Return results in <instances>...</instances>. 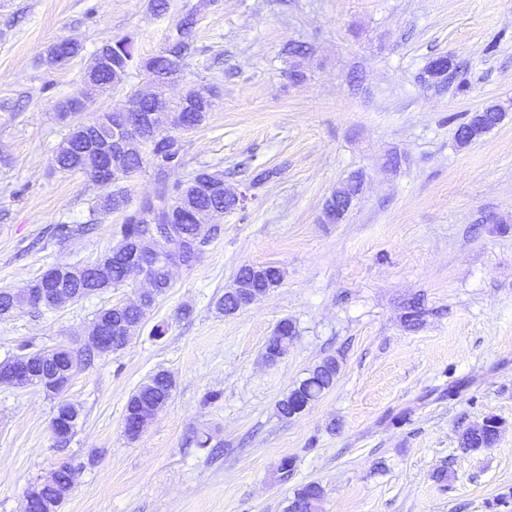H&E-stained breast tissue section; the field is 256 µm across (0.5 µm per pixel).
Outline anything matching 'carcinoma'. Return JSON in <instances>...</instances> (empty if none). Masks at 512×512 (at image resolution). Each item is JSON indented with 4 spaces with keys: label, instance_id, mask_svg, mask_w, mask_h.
I'll list each match as a JSON object with an SVG mask.
<instances>
[{
    "label": "carcinoma",
    "instance_id": "carcinoma-1",
    "mask_svg": "<svg viewBox=\"0 0 512 512\" xmlns=\"http://www.w3.org/2000/svg\"><path fill=\"white\" fill-rule=\"evenodd\" d=\"M194 18L185 17L176 27V37L172 47L164 49L142 62V68L148 81L158 91L179 81L182 67L178 57L182 50L187 48V41L191 37ZM108 63L97 67H89L86 72L87 84L99 92L109 91L118 73H124L134 59V44L130 38L108 39ZM78 44L65 41L56 42L49 46L47 53L49 60L62 65L69 62L79 54ZM217 97L216 87L211 85H194L190 87L187 98L176 99V107L185 117L183 128L179 134L163 133L151 140L148 153L144 158L131 160L128 170L136 173L143 167L149 166L158 172L179 168L185 165L182 152L181 136L202 127L213 111L214 100ZM504 118V113L495 105H489L473 113L468 121L459 125L457 129V142L466 146L480 139L485 133L498 125ZM86 142L82 137L73 133L68 134L64 144L60 146L55 156L57 167L70 174H85L88 165L100 167L94 158H86L84 149ZM194 178L202 179L211 185L212 195H195L185 184L169 185L160 183L154 196L143 201L136 209L124 214L120 227V240L110 249L105 258V266L92 268L82 264L70 266L71 275L63 281H51L47 273H42L33 280L31 288H50L53 293L59 292L70 296L74 300L107 292L112 288L126 285L127 276L132 271L129 262L131 249L135 242L148 234H156L160 228L146 221L151 213L163 214L170 207L178 217V223L171 225L170 234H176L185 240L191 241L190 251L197 254L202 247L209 244L221 234L218 224L205 225L198 222V216L211 207H222L225 211L236 209L233 201L224 197V174L213 172L207 168L197 171ZM362 178L352 176L344 186L331 195L330 202L325 207L336 210L345 208L361 188ZM129 202L128 190L122 185H115L112 193L104 199L101 211L112 213L126 208ZM91 231L90 226L74 227L70 224H56L52 233L59 241H69L81 233ZM141 294L133 304L112 305L98 310L94 321L112 320V353L121 352L130 340V336L123 331L115 329V325L124 322L136 328L143 323L147 313L153 307L158 297L164 295L171 288L170 271L166 263L162 262L150 269L141 271ZM284 278L283 271L273 265H246L242 267L236 278V285L241 288L256 289L259 292L278 287ZM296 328L292 322L284 319L278 323L273 335L269 338L264 351V358L269 363L280 359V352L287 351L293 340ZM26 359L30 367L37 373H43L53 366L64 362L60 358L55 363L47 362L35 345L27 342L19 347V352L8 357L0 363L1 366H12L14 363ZM339 366L336 359L328 357L314 366L308 376L291 389L277 404L279 415L288 418L294 410L296 402H306L310 398L320 397L328 390L336 379ZM175 383L170 374L158 371L142 383L129 397L124 417L125 433L135 432L141 425L140 419L157 414L166 406L172 396ZM499 432L498 421L492 417L482 423L468 428L462 435V444L466 448L478 450L490 447L496 440ZM74 466L66 463L57 469L54 480L47 488L46 496L62 505L72 489V474ZM324 490L315 482H310L298 488L293 498L289 499L286 512H318Z\"/></svg>",
    "mask_w": 512,
    "mask_h": 512
}]
</instances>
